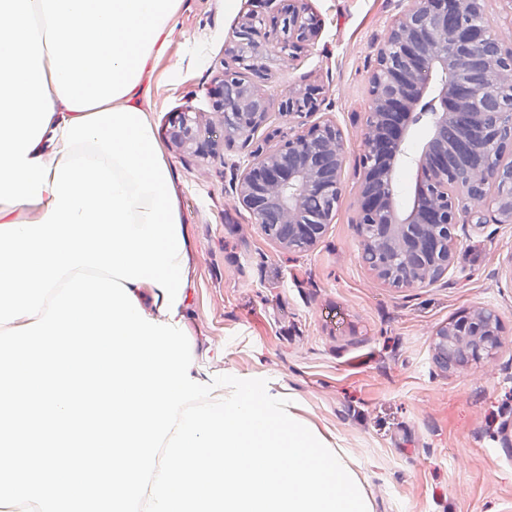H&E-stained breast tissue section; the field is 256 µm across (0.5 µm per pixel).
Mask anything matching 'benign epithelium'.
<instances>
[{"instance_id": "1", "label": "benign epithelium", "mask_w": 512, "mask_h": 512, "mask_svg": "<svg viewBox=\"0 0 512 512\" xmlns=\"http://www.w3.org/2000/svg\"><path fill=\"white\" fill-rule=\"evenodd\" d=\"M484 0H408L376 53L371 101L362 139L364 169L355 224L363 254L376 277L394 288L440 280L453 266L458 232L467 226L512 223V162L491 155L512 150V46H504L484 16ZM258 19L247 17L228 51L262 78L269 55L313 42L319 28L306 9L292 7L280 21L275 45L254 40ZM424 68L435 83L419 80ZM240 79L223 73L209 91L224 136L245 143L267 119L262 100L244 97ZM320 90L294 92L282 116L297 130L279 149L257 150L236 194L264 234L294 252L313 248L333 223L342 195L344 141L326 119L308 128L304 118L320 107ZM197 112H180L170 138L182 152L208 154L198 140ZM422 127L426 142L416 155L407 144ZM417 167L410 210L396 203L394 174L401 162ZM493 191L494 210L473 205ZM501 324L490 309L468 312L441 327L435 359L447 367L490 356Z\"/></svg>"}]
</instances>
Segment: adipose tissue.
Returning a JSON list of instances; mask_svg holds the SVG:
<instances>
[{
	"instance_id": "obj_1",
	"label": "adipose tissue",
	"mask_w": 512,
	"mask_h": 512,
	"mask_svg": "<svg viewBox=\"0 0 512 512\" xmlns=\"http://www.w3.org/2000/svg\"><path fill=\"white\" fill-rule=\"evenodd\" d=\"M178 0H0V224L42 220L66 121L136 106Z\"/></svg>"
}]
</instances>
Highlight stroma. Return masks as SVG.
Segmentation results:
<instances>
[{"mask_svg":"<svg viewBox=\"0 0 512 512\" xmlns=\"http://www.w3.org/2000/svg\"><path fill=\"white\" fill-rule=\"evenodd\" d=\"M289 0H179L176 31L147 68L137 102L167 162L189 251L184 332L193 373L263 378L363 484L371 512H512V223L460 236L434 284L393 288L362 258L354 203L377 46L402 0H299L319 26L315 43L272 58L258 90L268 119L250 145L216 132L215 152L180 155L174 113L212 119L209 89L239 22L280 15ZM324 103L306 125L335 120L345 143L336 219L318 243L291 252L268 239L234 184L252 151L288 137L284 97L308 85ZM494 310L503 324L490 359L448 369L436 331L461 314Z\"/></svg>","mask_w":512,"mask_h":512,"instance_id":"35a3bbf8","label":"stroma"}]
</instances>
